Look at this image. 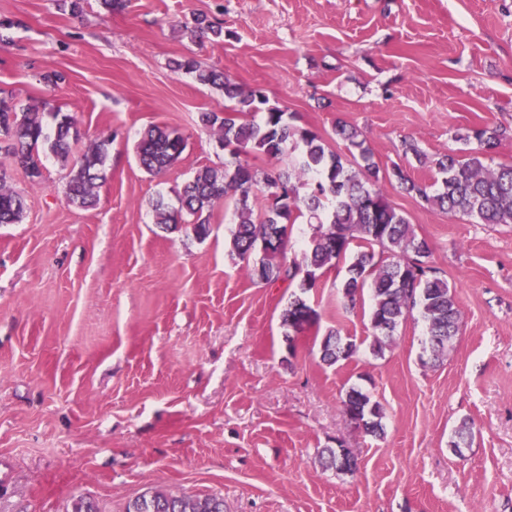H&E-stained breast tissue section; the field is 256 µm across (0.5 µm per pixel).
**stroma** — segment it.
Here are the masks:
<instances>
[{
    "label": "stroma",
    "mask_w": 512,
    "mask_h": 512,
    "mask_svg": "<svg viewBox=\"0 0 512 512\" xmlns=\"http://www.w3.org/2000/svg\"><path fill=\"white\" fill-rule=\"evenodd\" d=\"M197 15L223 39L191 40ZM0 35V96L50 100L81 131L68 159L42 153L38 183L0 154L25 199L22 221L0 225V512H72L80 498L126 512L157 491L219 496L224 512H512V224L384 183L463 312L436 361L415 316L374 356L370 301L344 308L341 267L320 274L306 295L318 320L287 343L293 289L232 254V200L202 240L163 231L150 206L229 155L199 122L224 94L173 70L187 55L263 88L339 154L337 122L356 127L381 172L432 180L438 157L481 149L475 128L499 135L489 165L512 164V0H127L112 14L84 0L77 15L0 0ZM151 124L187 139L157 177L135 154ZM104 138L99 201L72 205L69 172ZM336 328L361 347L328 366L314 338ZM352 387L382 406L383 437L345 423ZM464 420L473 439L457 454ZM339 441L354 472L320 465Z\"/></svg>",
    "instance_id": "1"
}]
</instances>
